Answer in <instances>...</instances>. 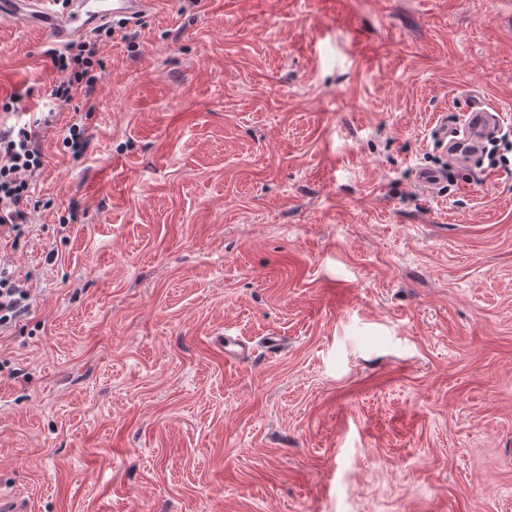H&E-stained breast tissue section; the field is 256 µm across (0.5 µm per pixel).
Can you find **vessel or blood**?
<instances>
[{"label":"vessel or blood","instance_id":"vessel-or-blood-1","mask_svg":"<svg viewBox=\"0 0 512 512\" xmlns=\"http://www.w3.org/2000/svg\"><path fill=\"white\" fill-rule=\"evenodd\" d=\"M151 3L152 0H0V17L36 27L55 47L63 48L103 23L117 19L137 21ZM499 123L496 110L473 100L466 109L464 134L449 130L443 121L435 129V140L442 151L464 166Z\"/></svg>","mask_w":512,"mask_h":512}]
</instances>
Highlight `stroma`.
<instances>
[{"label":"stroma","mask_w":512,"mask_h":512,"mask_svg":"<svg viewBox=\"0 0 512 512\" xmlns=\"http://www.w3.org/2000/svg\"><path fill=\"white\" fill-rule=\"evenodd\" d=\"M53 50L0 19V123L44 154L0 239L36 299L0 331V491L512 512V149L452 168L433 126L478 97L512 131V0H154L67 104Z\"/></svg>","instance_id":"35a3bbf8"}]
</instances>
